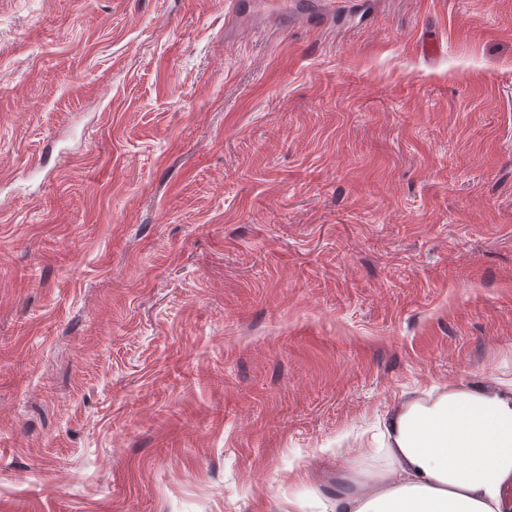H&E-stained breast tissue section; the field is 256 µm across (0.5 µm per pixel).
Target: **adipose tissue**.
<instances>
[{"label":"adipose tissue","instance_id":"obj_1","mask_svg":"<svg viewBox=\"0 0 512 512\" xmlns=\"http://www.w3.org/2000/svg\"><path fill=\"white\" fill-rule=\"evenodd\" d=\"M382 427L388 476L342 480L326 512H512V389L451 385Z\"/></svg>","mask_w":512,"mask_h":512}]
</instances>
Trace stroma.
<instances>
[{
	"instance_id": "1",
	"label": "stroma",
	"mask_w": 512,
	"mask_h": 512,
	"mask_svg": "<svg viewBox=\"0 0 512 512\" xmlns=\"http://www.w3.org/2000/svg\"><path fill=\"white\" fill-rule=\"evenodd\" d=\"M357 2L0 0V512H320L512 381V0Z\"/></svg>"
}]
</instances>
